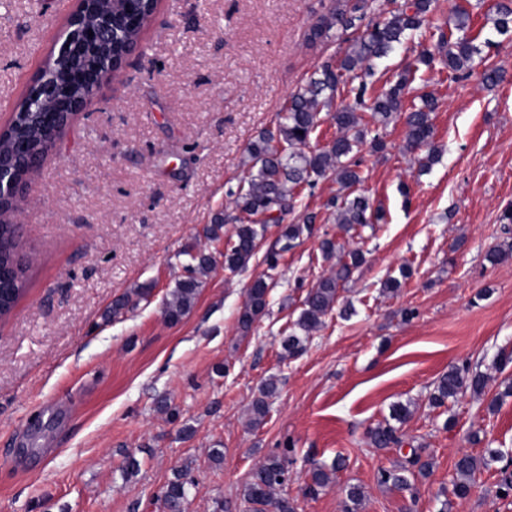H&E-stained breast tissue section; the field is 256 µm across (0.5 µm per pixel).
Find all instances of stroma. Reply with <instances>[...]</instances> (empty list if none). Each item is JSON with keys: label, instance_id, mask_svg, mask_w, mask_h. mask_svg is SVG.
<instances>
[{"label": "stroma", "instance_id": "35a3bbf8", "mask_svg": "<svg viewBox=\"0 0 512 512\" xmlns=\"http://www.w3.org/2000/svg\"><path fill=\"white\" fill-rule=\"evenodd\" d=\"M494 2L471 9L473 31L491 41L472 71L457 78L438 64L414 84L437 100L438 162L420 171L399 120L383 132L384 153L362 147L361 190L383 218L344 239L364 262L288 359L281 338L331 267L320 242L339 236L333 180L305 190L296 212L316 219L294 248L283 249L269 225L250 267L216 265L180 322L166 319L164 301L184 274L185 250L221 256L223 242L204 230L233 212L247 145L342 55L339 34L306 41L332 0H161L121 82L61 134L13 215L36 261L0 321V512H162V492L183 469L186 512H241L252 471L280 453L281 491L297 512H342L350 485L365 491L361 512H512L502 462L476 471L468 498L452 494L460 454L495 448L512 458V364L495 365L499 351H512V255L486 259L512 242L499 221L512 204V32L486 26ZM74 7L0 5V125ZM489 66L502 76L492 88L482 79ZM272 250L280 257L267 312L240 336L239 310ZM404 265L402 287L382 292ZM131 288L151 294L111 317ZM463 364L488 375L484 394L433 407L438 378ZM270 380L269 414L250 426L251 403ZM397 402L410 409L404 443L374 448L367 431ZM215 448L223 462L211 460ZM129 453L140 465L133 475L124 471ZM415 455L430 462L427 476ZM338 459L335 485L309 495L313 470ZM402 468L411 489L379 484L380 470Z\"/></svg>", "mask_w": 512, "mask_h": 512}]
</instances>
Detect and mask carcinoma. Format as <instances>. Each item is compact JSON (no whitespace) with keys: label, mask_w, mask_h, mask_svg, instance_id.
Returning <instances> with one entry per match:
<instances>
[{"label":"carcinoma","mask_w":512,"mask_h":512,"mask_svg":"<svg viewBox=\"0 0 512 512\" xmlns=\"http://www.w3.org/2000/svg\"><path fill=\"white\" fill-rule=\"evenodd\" d=\"M376 0H334L327 14L307 33L308 42L315 44L328 37L336 28L344 32L351 30L355 37L344 55L334 62L322 64L310 76L306 84L293 94L282 110L273 130H264L249 143L243 165L246 176L243 184L233 192L236 196V215L215 218V224L206 229L210 240L219 239L224 224L235 222L234 232L224 243V268L236 272L244 271L255 258L261 239L269 224H283L286 216L295 212L301 195L321 178H331L343 194L330 202L335 208L336 224L341 233L349 235L360 228L371 227L381 219L380 210L373 208L370 199L362 194L354 197L346 191L360 185L362 177L358 158L360 147L369 144L374 152L385 149L380 130L386 128L396 117H403L405 143L410 151L425 149L427 153L418 158L421 168L428 169L438 159L434 143L435 111L434 99L421 94L411 100L407 96L416 81L421 66H431L434 55L427 48L421 49L413 60L406 62L396 74V80L388 87L373 92L366 78L372 76V61L387 56L396 50L413 33L425 36L431 28L430 15L435 0H404L396 8L380 10L375 18L361 28L367 11ZM153 6L146 0H112L113 46L126 42H138L151 22ZM486 21L499 34L512 30V0H499L494 9L486 14ZM472 17L470 11L459 5L455 11L454 29L449 34L440 32L437 46L442 53L441 62L454 74H467L474 59L481 55L478 36L469 34ZM103 54L82 49L58 62L55 67L59 76L53 81L52 99L55 112H37L30 106L20 104L17 121L0 135V153L10 160L18 156L41 153L45 149V130L53 128L55 113L67 111L72 102L83 94L84 88L100 73ZM347 88L349 101L335 112H324L337 92ZM329 117L336 125L337 135L326 146L307 150L312 135ZM313 216L301 215L298 221L284 224L281 229V250L293 247L304 232L311 231ZM327 258H336V267L320 277L310 288L297 319L288 327V334L281 342L282 350L295 357L304 349V341L318 331L336 305L340 287L351 277L353 270L362 261L358 250L344 251L335 239L326 238L321 243ZM186 275L176 282L170 298L164 303L168 321H181L194 307L202 287L201 277L213 270L211 255L199 251L185 252ZM5 276L0 279V316L6 317L26 291L28 260L21 252L18 232L7 222H0V269ZM272 276L260 277L247 292L238 314V328L243 336L249 335L258 319L266 313ZM148 291L134 288L117 298L112 304V315L137 305L134 298H143ZM488 376L465 367L453 366L442 374L431 395V403L444 406L459 394L471 391L484 392ZM276 390L272 383L265 384L251 406L252 423L261 425L269 413L268 398ZM410 411L407 406L392 407L391 421L404 423ZM391 421L379 424L369 432L371 443L381 449L401 443L399 428ZM503 459L501 452L487 450V455L478 459L464 453L455 461L456 479L452 493L458 499L467 498L474 486V473L478 466H489ZM336 460L331 469L321 468L312 473V484L308 492L315 493L335 482L336 473L342 468ZM288 478L286 455H269L252 472L250 480L242 490V499L247 512H296L294 500L286 495H275ZM188 482L178 474L169 481L162 499L168 512H184L188 498ZM364 498L358 485L346 490L343 512H359Z\"/></svg>","instance_id":"obj_1"}]
</instances>
